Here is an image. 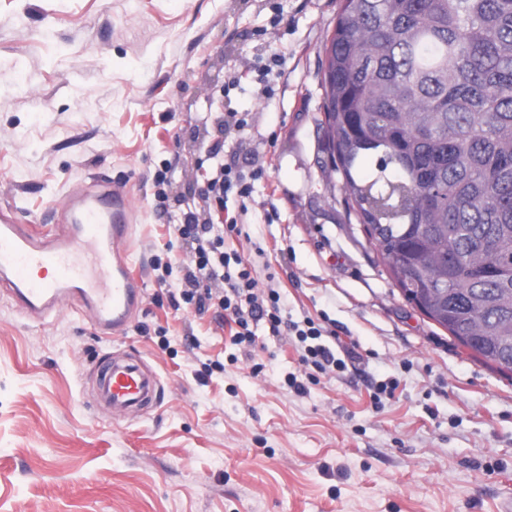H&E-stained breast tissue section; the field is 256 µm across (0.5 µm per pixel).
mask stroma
<instances>
[{
  "label": "stroma",
  "mask_w": 512,
  "mask_h": 512,
  "mask_svg": "<svg viewBox=\"0 0 512 512\" xmlns=\"http://www.w3.org/2000/svg\"><path fill=\"white\" fill-rule=\"evenodd\" d=\"M342 0H0V204L49 218L92 176L125 186L146 302L123 335L61 311L25 318L0 290V512H500L512 496V379L408 303L346 204L325 134L323 45ZM285 55L264 96L259 58ZM251 115L224 139L261 170L248 201L257 270L288 316L359 357L303 394L287 337L233 352L229 327L160 297L157 212L198 196L204 116ZM237 363H229V354ZM159 374L162 403L114 419L94 393L108 355ZM226 361L201 380L204 362ZM261 365L253 374V365ZM397 382L394 399L373 386Z\"/></svg>",
  "instance_id": "1"
}]
</instances>
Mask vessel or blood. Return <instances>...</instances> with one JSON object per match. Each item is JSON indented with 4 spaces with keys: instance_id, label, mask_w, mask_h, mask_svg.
<instances>
[{
    "instance_id": "b4317fda",
    "label": "vessel or blood",
    "mask_w": 512,
    "mask_h": 512,
    "mask_svg": "<svg viewBox=\"0 0 512 512\" xmlns=\"http://www.w3.org/2000/svg\"><path fill=\"white\" fill-rule=\"evenodd\" d=\"M51 209L53 224H23L16 208L0 209V288L25 317L44 322L67 307L90 317L103 335H118L146 294L130 260L128 191L98 180L92 189L70 190ZM96 389L116 417L155 410L162 393L159 376L133 355L111 357Z\"/></svg>"
}]
</instances>
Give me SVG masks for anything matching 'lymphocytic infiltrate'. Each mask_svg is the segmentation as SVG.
Masks as SVG:
<instances>
[{
  "label": "lymphocytic infiltrate",
  "instance_id": "obj_1",
  "mask_svg": "<svg viewBox=\"0 0 512 512\" xmlns=\"http://www.w3.org/2000/svg\"><path fill=\"white\" fill-rule=\"evenodd\" d=\"M220 153L217 146L209 150L212 165L201 201L189 204L181 222L172 227L180 255L164 269L179 270L182 302L196 314L211 312L219 319L230 318L232 345L254 346L256 331L262 326L272 336L297 337L304 345L300 356L303 365L321 372L344 369V361L321 343L323 329L313 318L307 316L299 322L288 319L274 273L258 277L250 258L230 247L229 238L243 237L242 225L214 222L213 208L224 205L228 193H236L245 201L254 189L236 163L224 162Z\"/></svg>",
  "mask_w": 512,
  "mask_h": 512
}]
</instances>
